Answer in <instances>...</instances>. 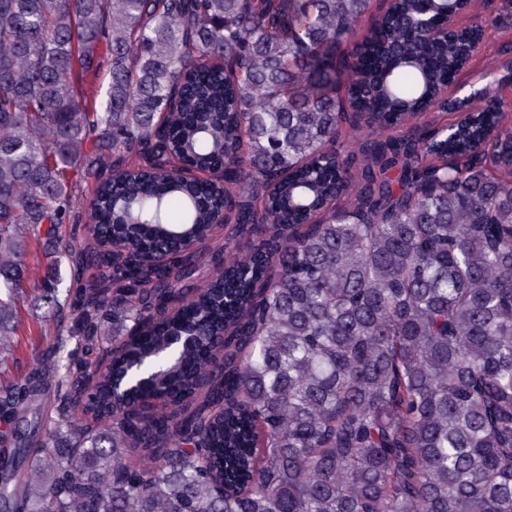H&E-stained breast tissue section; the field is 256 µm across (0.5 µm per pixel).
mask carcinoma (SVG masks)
Wrapping results in <instances>:
<instances>
[{
    "label": "carcinoma",
    "instance_id": "cac0c4a2",
    "mask_svg": "<svg viewBox=\"0 0 512 512\" xmlns=\"http://www.w3.org/2000/svg\"><path fill=\"white\" fill-rule=\"evenodd\" d=\"M372 5L0 0V347L27 235L112 283L56 305L84 359L0 384V512H512V132L488 96L451 132L385 136L467 60L428 19L475 0H396L360 78L346 50ZM103 46L88 97L76 66ZM350 91L365 140L341 152ZM186 145L233 181H170ZM71 173L95 178L103 236L129 211L122 256L62 238ZM214 194L262 244L192 287L178 261L140 273L213 234ZM49 376L63 424L37 404Z\"/></svg>",
    "mask_w": 512,
    "mask_h": 512
}]
</instances>
